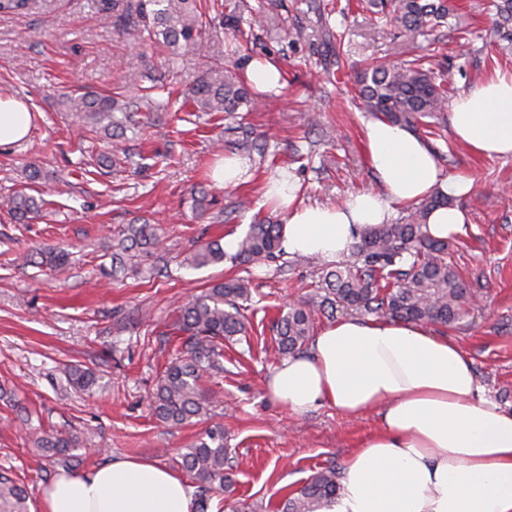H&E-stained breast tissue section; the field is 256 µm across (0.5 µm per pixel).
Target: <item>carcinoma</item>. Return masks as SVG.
Listing matches in <instances>:
<instances>
[{"label": "carcinoma", "instance_id": "cac0c4a2", "mask_svg": "<svg viewBox=\"0 0 512 512\" xmlns=\"http://www.w3.org/2000/svg\"><path fill=\"white\" fill-rule=\"evenodd\" d=\"M199 0H136L135 7L115 16L116 26L141 41H159L177 52L199 35ZM32 0H0V14H21ZM374 14L392 18L405 40L417 43L454 16L451 0H366ZM495 29L512 27V0L495 3ZM451 75L443 63L417 56L400 63H379L356 73L355 96L361 108L374 117L394 124L412 126L424 117L438 118L447 111ZM197 112H237L253 107L245 77L221 66L204 70L195 80L189 97ZM65 105L86 133L111 143L123 137L126 124L153 121L159 102L152 88L134 96L81 94L66 96ZM121 113L123 119L116 118ZM124 159L108 155L99 167L117 175L125 171ZM448 203L436 190L421 200L404 222L386 224L364 235L353 248L354 260L322 270V292L317 302L303 301L288 308L274 324L277 354L294 355L307 348L321 317L333 318L340 311L375 313L402 321H417L442 327L458 324L469 314L474 291L448 261V242L434 239L427 231L430 210ZM0 204L18 220L39 212L41 204L21 189ZM160 236L154 225L129 224L112 243V273L139 269L144 258L159 254ZM281 250L280 225L258 219L238 239L232 259L244 265L261 264ZM226 259L219 240L208 241L184 258L188 268L218 265ZM69 253L48 248L23 257V264L62 269ZM247 279L229 277L211 283L182 304L173 323L174 335L183 337L181 356L163 371L151 406L156 419L177 426L202 420L208 415L213 396L201 387L204 379L224 371V343L247 335L246 303L251 300ZM69 385L88 390L96 384L95 373L81 366L70 370ZM83 439L74 434L39 433L32 445L49 454L53 462L75 469L80 458L74 454ZM181 466L199 482L197 512H207L210 493L232 483L231 464L224 448V428L210 427L180 454ZM340 472L329 465L314 473L294 494L286 497L277 512H321L336 498ZM0 512H28V493L22 481L0 473Z\"/></svg>", "mask_w": 512, "mask_h": 512}]
</instances>
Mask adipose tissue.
Listing matches in <instances>:
<instances>
[{"label":"adipose tissue","mask_w":512,"mask_h":512,"mask_svg":"<svg viewBox=\"0 0 512 512\" xmlns=\"http://www.w3.org/2000/svg\"><path fill=\"white\" fill-rule=\"evenodd\" d=\"M33 115L0 92V146L26 137ZM450 128L475 154L512 157V73H494L452 102ZM368 164L379 187L338 205L306 204L280 168L263 197L281 216L288 254L333 263L367 232L391 223L397 206L432 189L450 199L427 220L451 241L467 231L459 198L473 182L446 173L410 129L375 120L364 127ZM283 408L324 405L345 417L380 412L382 427L346 459L341 489L325 512H512V411L487 397L456 343L427 325L389 318H342L325 327L307 355L283 359L267 380ZM185 478L155 461L117 456L83 473L61 471L39 494L38 512H192Z\"/></svg>","instance_id":"1"}]
</instances>
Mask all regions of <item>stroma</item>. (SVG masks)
<instances>
[{
	"instance_id": "obj_1",
	"label": "stroma",
	"mask_w": 512,
	"mask_h": 512,
	"mask_svg": "<svg viewBox=\"0 0 512 512\" xmlns=\"http://www.w3.org/2000/svg\"><path fill=\"white\" fill-rule=\"evenodd\" d=\"M234 2L201 0V33L175 54L128 39L100 0H34L27 14L0 16V91L24 99L35 114L27 139L0 149V195L24 186L46 201L42 218L25 223L0 211V472L20 478L30 498L58 471L29 440L39 428L85 434L78 455L86 470L120 455L176 470L178 449L206 426H223L233 483L212 494L208 512L234 506L265 512L322 467L343 466L380 426L373 411L354 419L332 406L291 413L267 393L278 364L269 353L271 321L311 297L316 267L285 253L256 267L227 261L194 270L181 261L203 241L240 237L254 218L274 216L262 188L278 168L295 173L308 204L334 205L377 189L363 139L371 116L352 100L357 68L432 54L452 65L459 93L495 71H512V35L490 33L491 0H458L448 27L418 46L403 43L396 24L373 28L368 11L346 0H245L248 13L263 22L241 33L247 49L235 55L241 34L225 24ZM295 28L303 37L293 42L286 33ZM336 38L347 54L341 68L332 54ZM256 59L277 65L282 86L258 94L253 111L196 112L185 104L208 66L244 72ZM147 86L166 108L153 125L118 140L145 165L113 180L95 167L107 144L82 139L61 97L74 90L132 95ZM311 112L321 116L317 125L306 122ZM416 131L446 172L474 182L459 201L467 233L449 241L448 259L480 306L436 333L467 355L486 395L512 410V157L475 156L444 118L419 123ZM231 153L249 159L251 177L225 188L209 171ZM30 165L40 171L33 182L25 173ZM198 188L215 195L224 211L243 197L251 207L233 212L229 222L215 213L197 218L191 194ZM139 218L158 229L166 274L130 272L115 280L101 273L111 262L113 232ZM49 246L70 251L65 273L18 264V257ZM233 276L251 282L250 324L240 341L225 344L223 373L204 384L219 400L206 422L164 425L153 417L149 396L174 354L166 333L176 307ZM72 365L95 371L92 391L68 388Z\"/></svg>"
}]
</instances>
